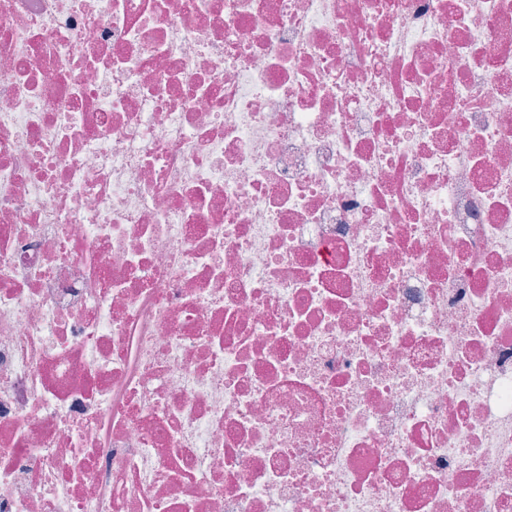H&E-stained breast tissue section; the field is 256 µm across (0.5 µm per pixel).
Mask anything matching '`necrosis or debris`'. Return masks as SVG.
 I'll return each mask as SVG.
<instances>
[{"label":"necrosis or debris","mask_w":512,"mask_h":512,"mask_svg":"<svg viewBox=\"0 0 512 512\" xmlns=\"http://www.w3.org/2000/svg\"><path fill=\"white\" fill-rule=\"evenodd\" d=\"M0 512H512V0H0Z\"/></svg>","instance_id":"4bbe7bcc"}]
</instances>
